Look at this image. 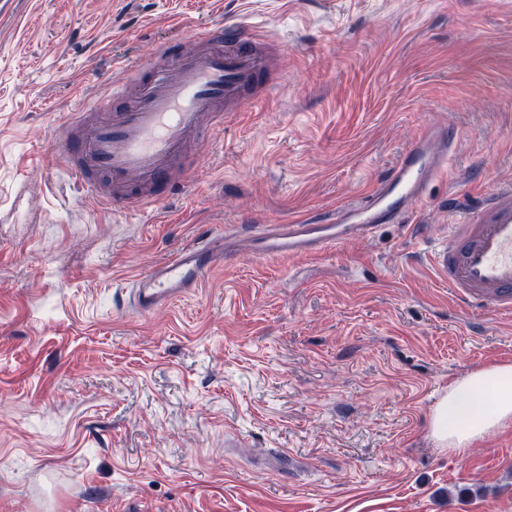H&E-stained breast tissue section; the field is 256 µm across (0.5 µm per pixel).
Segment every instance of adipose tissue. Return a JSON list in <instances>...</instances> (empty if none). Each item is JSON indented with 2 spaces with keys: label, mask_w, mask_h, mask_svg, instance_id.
Segmentation results:
<instances>
[{
  "label": "adipose tissue",
  "mask_w": 512,
  "mask_h": 512,
  "mask_svg": "<svg viewBox=\"0 0 512 512\" xmlns=\"http://www.w3.org/2000/svg\"><path fill=\"white\" fill-rule=\"evenodd\" d=\"M511 422L512 364H494L469 373L439 397L431 412V436L460 453Z\"/></svg>",
  "instance_id": "adipose-tissue-1"
}]
</instances>
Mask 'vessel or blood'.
Instances as JSON below:
<instances>
[{
  "mask_svg": "<svg viewBox=\"0 0 512 512\" xmlns=\"http://www.w3.org/2000/svg\"><path fill=\"white\" fill-rule=\"evenodd\" d=\"M251 32L234 22L194 31L158 46L147 62L130 66L105 100L80 97L58 136L60 159L80 192L106 209L137 216L156 207L175 178H188L196 145L238 112L269 59ZM456 133L428 127L390 175L339 212L296 224H235L202 229L163 263L136 278L132 307L143 314L169 307L224 262L225 244L245 237L264 258L316 253L383 224L399 223L426 184L444 170ZM453 298L484 315H512V188L463 223L430 253Z\"/></svg>",
  "mask_w": 512,
  "mask_h": 512,
  "instance_id": "vessel-or-blood-1",
  "label": "vessel or blood"
}]
</instances>
